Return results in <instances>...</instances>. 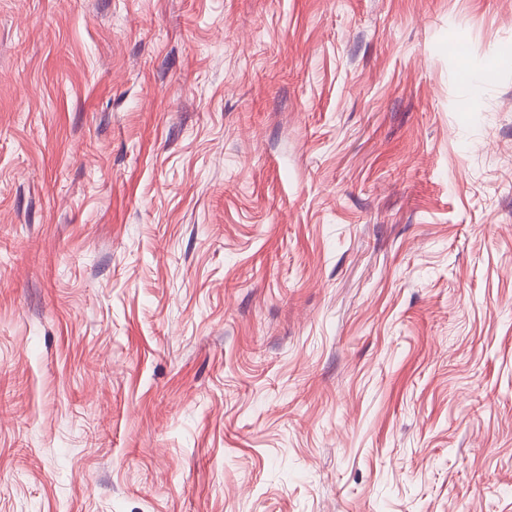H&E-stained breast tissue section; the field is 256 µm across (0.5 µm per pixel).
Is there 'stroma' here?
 <instances>
[{"label": "stroma", "mask_w": 512, "mask_h": 512, "mask_svg": "<svg viewBox=\"0 0 512 512\" xmlns=\"http://www.w3.org/2000/svg\"><path fill=\"white\" fill-rule=\"evenodd\" d=\"M0 512H512V0H0Z\"/></svg>", "instance_id": "1"}]
</instances>
